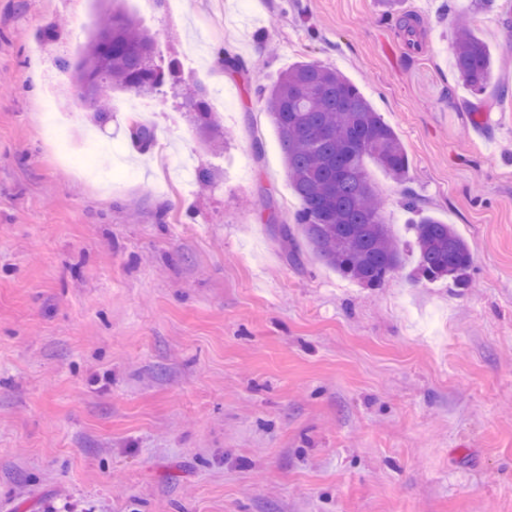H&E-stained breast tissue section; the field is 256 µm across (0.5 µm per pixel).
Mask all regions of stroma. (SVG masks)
I'll list each match as a JSON object with an SVG mask.
<instances>
[{
  "mask_svg": "<svg viewBox=\"0 0 512 512\" xmlns=\"http://www.w3.org/2000/svg\"><path fill=\"white\" fill-rule=\"evenodd\" d=\"M443 2L404 0L411 37L379 0H155L146 18L123 0L184 81L230 99L220 151L174 89L144 104L216 175L185 193L157 149L136 162L127 111L76 112L94 174L42 139L45 96L75 104L60 63L98 0H0V512H512V0L460 4L494 54L477 94ZM300 61L395 129L408 183L365 162L384 221L410 224L412 190L467 241L471 287L414 281L409 250L379 288L314 255L250 93ZM117 166L133 178L107 183Z\"/></svg>",
  "mask_w": 512,
  "mask_h": 512,
  "instance_id": "1",
  "label": "stroma"
}]
</instances>
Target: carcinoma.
Listing matches in <instances>:
<instances>
[{
	"mask_svg": "<svg viewBox=\"0 0 512 512\" xmlns=\"http://www.w3.org/2000/svg\"><path fill=\"white\" fill-rule=\"evenodd\" d=\"M387 15L410 36L418 19L401 13V0H380ZM94 34L83 55L61 67L86 84L77 93L84 108L106 119L112 91L161 92L182 87L181 63L157 60L154 42L127 12L115 6L99 12ZM105 63L102 78L83 72L85 60ZM453 69L460 83L474 93L485 90L493 73L486 41L460 22L453 52ZM277 130L288 181L301 208L296 220L315 255L343 277L369 288L381 287L403 261L404 246L383 222L365 159L371 158L393 179H409L408 157L402 143L371 102L335 69L318 62H297L269 86L255 88ZM200 131L213 146L226 143L224 127L198 85L182 98ZM132 144L146 151L154 144L153 129L132 118ZM405 205L417 215L412 250L417 255L415 277L429 283L443 279L457 288L469 287L473 256L467 242L450 224L426 213L410 190Z\"/></svg>",
	"mask_w": 512,
	"mask_h": 512,
	"instance_id": "obj_1",
	"label": "carcinoma"
}]
</instances>
